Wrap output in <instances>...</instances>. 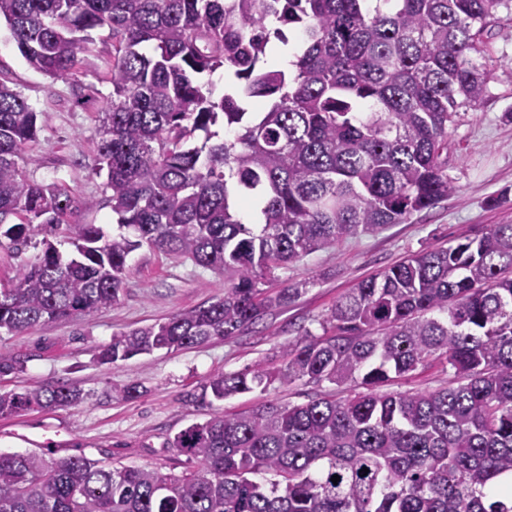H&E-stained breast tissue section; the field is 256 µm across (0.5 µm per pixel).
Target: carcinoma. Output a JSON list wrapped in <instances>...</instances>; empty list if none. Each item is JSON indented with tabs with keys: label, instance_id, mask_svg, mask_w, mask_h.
<instances>
[{
	"label": "carcinoma",
	"instance_id": "carcinoma-1",
	"mask_svg": "<svg viewBox=\"0 0 512 512\" xmlns=\"http://www.w3.org/2000/svg\"><path fill=\"white\" fill-rule=\"evenodd\" d=\"M503 10L512 0H0L20 54L54 80L109 29L98 169L118 228L72 222L97 202L26 176L38 112L0 81V237L39 248L0 288V331L117 303L144 245L224 273V295L113 337L98 362L259 323L299 294L261 288L278 269L454 190L448 122L488 94L476 57ZM284 26L301 35L289 70L273 60ZM219 70L220 92L202 81ZM435 361L453 384L381 391ZM301 380L359 391L215 413L168 442L198 464L180 476L0 450V512H512V224L362 280L280 365L217 372L198 398ZM84 398L68 383L11 390L0 415Z\"/></svg>",
	"mask_w": 512,
	"mask_h": 512
}]
</instances>
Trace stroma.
Masks as SVG:
<instances>
[{"instance_id":"obj_1","label":"stroma","mask_w":512,"mask_h":512,"mask_svg":"<svg viewBox=\"0 0 512 512\" xmlns=\"http://www.w3.org/2000/svg\"><path fill=\"white\" fill-rule=\"evenodd\" d=\"M91 36L73 79L56 81L25 62L1 24L0 78L20 90L39 114V137L24 154L29 178L45 185L68 183L98 203L79 212L76 222L108 225L112 212L102 204L106 177L96 167L100 119L112 91V38L105 29ZM486 40L489 52L480 63L489 73V92L476 107L453 114L448 124L447 174L454 187L448 197L404 223L345 239L277 270L269 288L300 283L304 289L252 329L201 346L98 363L99 346L113 336L224 293L222 273L139 249L129 260L118 303L87 317L41 323L20 335L0 333V356L24 364L22 371L0 376V392L65 382L88 395L74 407L0 417V449L47 459L83 455L109 467L140 465L179 476L195 462L168 442L188 425L217 412L240 413L269 400L303 404L331 392L330 384L298 381L221 401L198 398L214 372L281 363L285 346L320 334L337 299L364 278L426 247L453 244L493 224H512V18L492 23ZM131 382L139 383V396L117 399L116 390Z\"/></svg>"}]
</instances>
